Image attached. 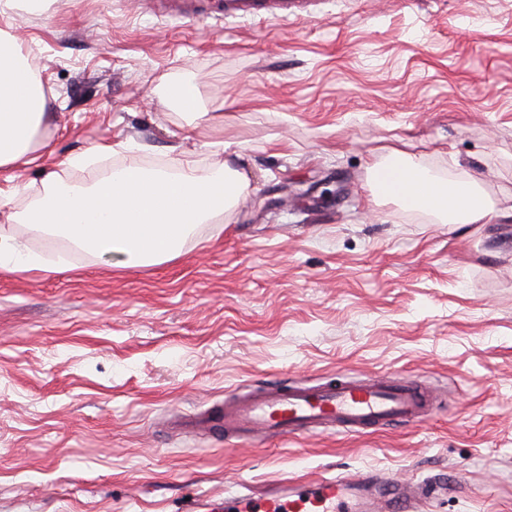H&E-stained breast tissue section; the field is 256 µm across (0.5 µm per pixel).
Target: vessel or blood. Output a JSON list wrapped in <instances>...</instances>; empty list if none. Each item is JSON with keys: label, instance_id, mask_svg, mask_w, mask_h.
Listing matches in <instances>:
<instances>
[{"label": "vessel or blood", "instance_id": "1", "mask_svg": "<svg viewBox=\"0 0 512 512\" xmlns=\"http://www.w3.org/2000/svg\"><path fill=\"white\" fill-rule=\"evenodd\" d=\"M438 402L429 387L402 378H347L309 386L271 383L225 401L206 428L228 438L298 439L320 429L364 433L393 423L425 421ZM415 502L367 475H323L281 481L260 494L203 499L198 512H414Z\"/></svg>", "mask_w": 512, "mask_h": 512}]
</instances>
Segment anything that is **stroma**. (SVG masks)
<instances>
[{
	"label": "stroma",
	"instance_id": "35a3bbf8",
	"mask_svg": "<svg viewBox=\"0 0 512 512\" xmlns=\"http://www.w3.org/2000/svg\"><path fill=\"white\" fill-rule=\"evenodd\" d=\"M224 0H19L47 117L0 169V512H190L308 475H377L424 512H512V0H312L223 20ZM195 92V111L168 99ZM249 188L180 254L126 266L35 230L58 182L128 159L223 163ZM127 142L84 167L72 158ZM399 150L493 208L448 224L372 194ZM281 207L263 210L270 199ZM336 193L328 204L318 193ZM396 375L419 425L242 442L181 428L271 382Z\"/></svg>",
	"mask_w": 512,
	"mask_h": 512
}]
</instances>
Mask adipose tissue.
Returning a JSON list of instances; mask_svg holds the SVG:
<instances>
[{"label": "adipose tissue", "instance_id": "obj_1", "mask_svg": "<svg viewBox=\"0 0 512 512\" xmlns=\"http://www.w3.org/2000/svg\"><path fill=\"white\" fill-rule=\"evenodd\" d=\"M42 86L20 46L0 36V167L24 160L45 120ZM392 197L404 205L431 211L448 224H478L489 212L476 181L447 182L428 174L420 161L405 158L397 168Z\"/></svg>", "mask_w": 512, "mask_h": 512}]
</instances>
